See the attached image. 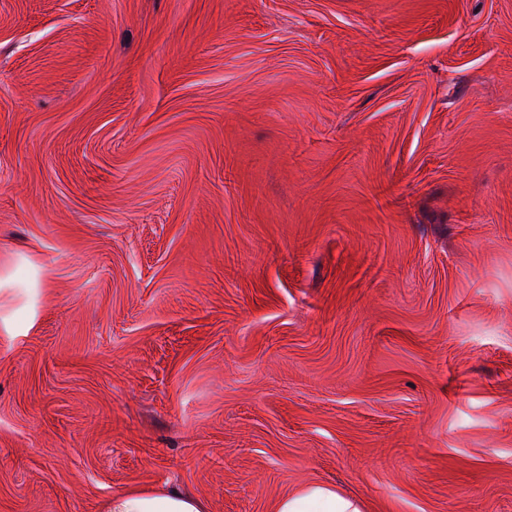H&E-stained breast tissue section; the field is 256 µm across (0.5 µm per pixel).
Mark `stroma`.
I'll list each match as a JSON object with an SVG mask.
<instances>
[{"mask_svg": "<svg viewBox=\"0 0 512 512\" xmlns=\"http://www.w3.org/2000/svg\"><path fill=\"white\" fill-rule=\"evenodd\" d=\"M0 275V512H512V0H0ZM272 512H359L355 505L331 489L314 485L301 492L282 497ZM104 512H207L204 503L178 488L133 489L112 496Z\"/></svg>", "mask_w": 512, "mask_h": 512, "instance_id": "stroma-1", "label": "stroma"}]
</instances>
